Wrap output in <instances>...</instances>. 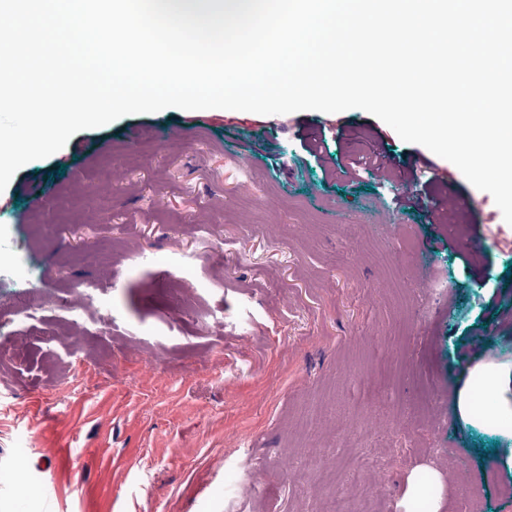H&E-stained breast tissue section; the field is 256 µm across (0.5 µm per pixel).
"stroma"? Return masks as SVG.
<instances>
[{
	"mask_svg": "<svg viewBox=\"0 0 512 512\" xmlns=\"http://www.w3.org/2000/svg\"><path fill=\"white\" fill-rule=\"evenodd\" d=\"M409 166L450 175L451 225L405 208ZM489 358L512 361V225L363 110L128 115L0 192V512H512V428L446 410Z\"/></svg>",
	"mask_w": 512,
	"mask_h": 512,
	"instance_id": "obj_1",
	"label": "stroma"
}]
</instances>
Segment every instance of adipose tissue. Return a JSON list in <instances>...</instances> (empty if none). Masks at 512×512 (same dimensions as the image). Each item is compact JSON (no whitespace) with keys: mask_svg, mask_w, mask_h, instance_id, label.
I'll return each instance as SVG.
<instances>
[{"mask_svg":"<svg viewBox=\"0 0 512 512\" xmlns=\"http://www.w3.org/2000/svg\"><path fill=\"white\" fill-rule=\"evenodd\" d=\"M487 386L495 394L492 413L477 411L473 390ZM457 408L461 420L476 419L486 428L498 427L512 419V362H481L474 366L465 386L458 393Z\"/></svg>","mask_w":512,"mask_h":512,"instance_id":"ef3b65f1","label":"adipose tissue"}]
</instances>
